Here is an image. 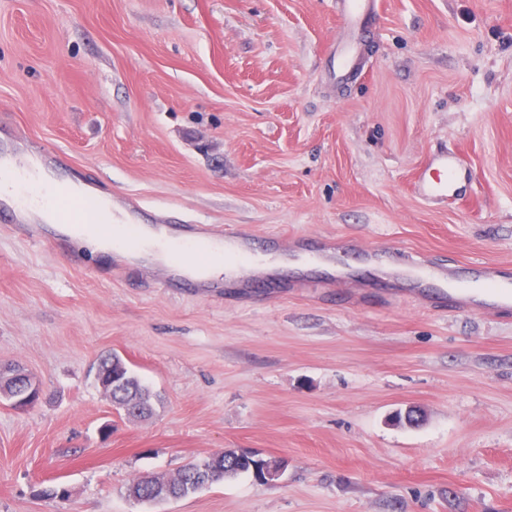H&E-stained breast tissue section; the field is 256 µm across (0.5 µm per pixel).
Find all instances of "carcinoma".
<instances>
[{
    "mask_svg": "<svg viewBox=\"0 0 512 512\" xmlns=\"http://www.w3.org/2000/svg\"><path fill=\"white\" fill-rule=\"evenodd\" d=\"M100 364L108 369L112 380L120 383L119 390L113 392V399L119 403L133 402L137 405L151 406V394L139 377L118 355L106 356ZM263 459L244 451L226 450L206 459L185 465L178 474L170 479L144 477L134 482L128 493L143 502L162 499H180L198 490L232 478L242 473L262 474Z\"/></svg>",
    "mask_w": 512,
    "mask_h": 512,
    "instance_id": "carcinoma-1",
    "label": "carcinoma"
}]
</instances>
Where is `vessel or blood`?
I'll use <instances>...</instances> for the list:
<instances>
[{"instance_id": "obj_1", "label": "vessel or blood", "mask_w": 512, "mask_h": 512, "mask_svg": "<svg viewBox=\"0 0 512 512\" xmlns=\"http://www.w3.org/2000/svg\"><path fill=\"white\" fill-rule=\"evenodd\" d=\"M378 7L379 0H343L342 16L348 37L330 52L332 71L338 80L347 79L354 71L363 35ZM26 153L22 140L0 141V169L11 170L15 176L12 189L0 187V222L17 228L43 223L45 211L59 209L61 204L60 199L45 200L33 194L35 178L41 170L56 164V152L43 150L32 159ZM461 180L459 157L442 151L429 158L414 188L422 199L447 200L459 191ZM92 205L96 219L67 224L68 238L97 237L101 228L99 216L111 217L112 247L127 250L135 264L165 283L177 280L194 288L215 287L214 276L194 260L195 253L208 250L224 261V287L244 294L260 283L279 287L288 274L287 258L298 250L303 253L304 263L344 275L351 269L346 253L331 238L318 239L314 249L308 251L302 240L280 234L258 237L231 225L216 231L206 224H188L183 237L173 239L169 236V214L159 215L152 224L137 223L141 204L136 199L116 195L108 202L93 200ZM360 255L374 265L380 279L405 276L416 287L434 289L441 303L451 300L458 306L487 311L512 305V273L494 264H479L469 279L458 280L450 272L421 260H409L398 269L381 262L374 250H361Z\"/></svg>"}]
</instances>
